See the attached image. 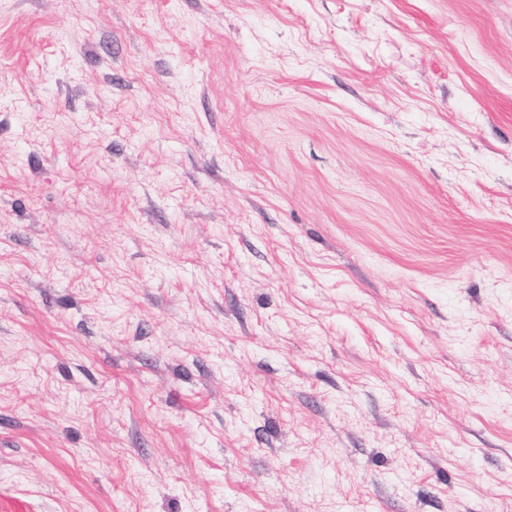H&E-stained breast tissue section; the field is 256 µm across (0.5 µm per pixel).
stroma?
Here are the masks:
<instances>
[{
  "label": "stroma",
  "mask_w": 512,
  "mask_h": 512,
  "mask_svg": "<svg viewBox=\"0 0 512 512\" xmlns=\"http://www.w3.org/2000/svg\"><path fill=\"white\" fill-rule=\"evenodd\" d=\"M0 489L512 512V0H0Z\"/></svg>",
  "instance_id": "obj_1"
}]
</instances>
